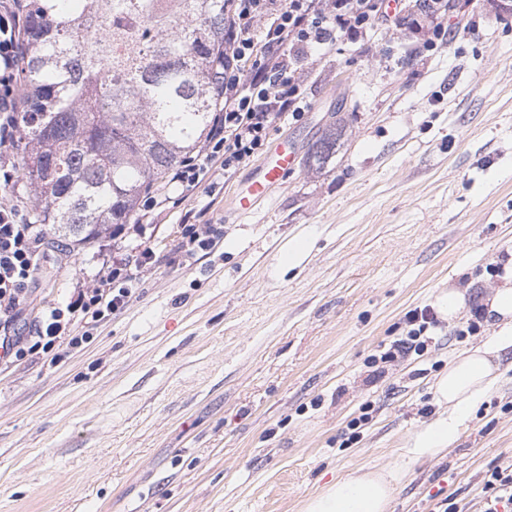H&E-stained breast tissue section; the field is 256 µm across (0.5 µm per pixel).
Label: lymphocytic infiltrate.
Returning <instances> with one entry per match:
<instances>
[{"instance_id": "f902f5d3", "label": "lymphocytic infiltrate", "mask_w": 512, "mask_h": 512, "mask_svg": "<svg viewBox=\"0 0 512 512\" xmlns=\"http://www.w3.org/2000/svg\"><path fill=\"white\" fill-rule=\"evenodd\" d=\"M416 2L424 26L419 41L411 45L415 56L447 45L453 33L448 0ZM388 17L387 0H225L224 82L210 135L198 156L172 169L162 186L145 192L135 223L115 225L112 261L99 272L95 285L77 286L66 303L44 307L25 332L17 325L38 284L45 237L19 205L0 203V364L34 356L56 363L65 350L90 343L97 325L121 312L141 279L155 269V219L174 192L193 189L219 169L232 175L260 153L272 131L286 120H300L307 110L304 63L316 61L341 40L367 46ZM18 35V22L0 19V180L7 184L15 177L7 155L22 132L15 87ZM223 241L218 225L183 224L174 252L182 263H191ZM403 322L406 333L372 356L371 365L425 354L427 332L439 324L434 310H410Z\"/></svg>"}]
</instances>
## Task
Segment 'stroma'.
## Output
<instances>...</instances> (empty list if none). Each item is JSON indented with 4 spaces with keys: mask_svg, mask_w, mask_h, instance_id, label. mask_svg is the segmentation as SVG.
Instances as JSON below:
<instances>
[{
    "mask_svg": "<svg viewBox=\"0 0 512 512\" xmlns=\"http://www.w3.org/2000/svg\"><path fill=\"white\" fill-rule=\"evenodd\" d=\"M474 23L432 57L409 58L408 25L368 50L342 43L305 70L311 105L281 128L296 168L251 213L235 191L255 174L213 173L158 219L224 227L192 264H160L91 343L56 365L0 370V512H301L304 500L362 467L393 464L437 410L431 385L492 334L440 323L426 354L366 365L404 314L454 285L470 302L497 283L485 267L512 250V0H452ZM342 133L323 168L310 149ZM307 259L283 267L295 237ZM110 237L47 253L37 305L93 285ZM459 439L412 465L393 512H435L455 495L482 512L484 478L512 465V353ZM372 402L351 447L341 435Z\"/></svg>",
    "mask_w": 512,
    "mask_h": 512,
    "instance_id": "stroma-1",
    "label": "stroma"
}]
</instances>
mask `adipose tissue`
I'll return each mask as SVG.
<instances>
[{
  "instance_id": "ef3b65f1",
  "label": "adipose tissue",
  "mask_w": 512,
  "mask_h": 512,
  "mask_svg": "<svg viewBox=\"0 0 512 512\" xmlns=\"http://www.w3.org/2000/svg\"><path fill=\"white\" fill-rule=\"evenodd\" d=\"M501 271L500 285L481 302L492 336L455 356L440 373L433 384L439 410L403 442L394 466L362 468L336 479L306 499L302 512H391L394 487L407 467L436 458L458 438L473 410L497 383L501 352L512 349V257L503 260Z\"/></svg>"
}]
</instances>
